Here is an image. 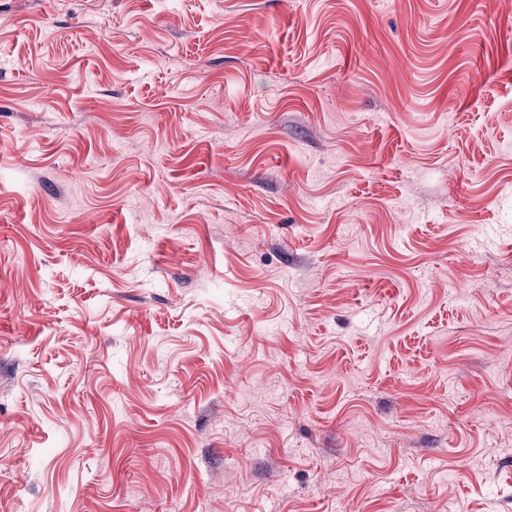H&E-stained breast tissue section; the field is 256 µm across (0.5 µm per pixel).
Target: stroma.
Returning a JSON list of instances; mask_svg holds the SVG:
<instances>
[{
    "mask_svg": "<svg viewBox=\"0 0 512 512\" xmlns=\"http://www.w3.org/2000/svg\"><path fill=\"white\" fill-rule=\"evenodd\" d=\"M0 512H512V0H0Z\"/></svg>",
    "mask_w": 512,
    "mask_h": 512,
    "instance_id": "obj_1",
    "label": "stroma"
}]
</instances>
